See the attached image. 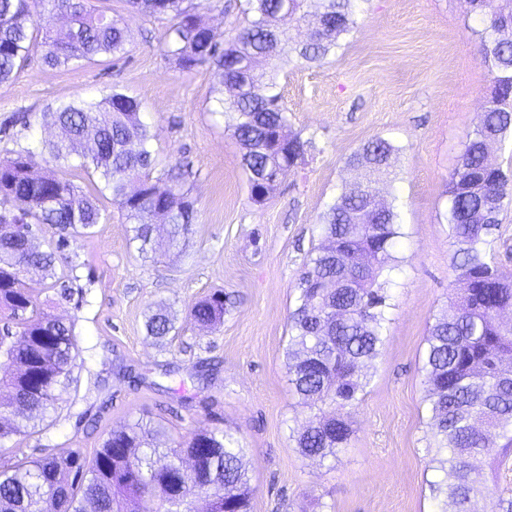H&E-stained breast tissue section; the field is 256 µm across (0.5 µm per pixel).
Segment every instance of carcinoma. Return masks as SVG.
<instances>
[{
    "instance_id": "1",
    "label": "carcinoma",
    "mask_w": 512,
    "mask_h": 512,
    "mask_svg": "<svg viewBox=\"0 0 512 512\" xmlns=\"http://www.w3.org/2000/svg\"><path fill=\"white\" fill-rule=\"evenodd\" d=\"M353 0H240L244 25L226 40L186 0H127L153 19H165L164 56L181 71H213L214 108L242 150L250 198L262 205L305 161L306 146L292 130L278 90L281 64L294 57L320 64L355 27ZM512 0H484L481 57L494 69L487 110L478 114L448 179L444 219L454 288L431 324L423 357L425 402L433 443L429 463L439 473L431 490L441 512H470L472 498H497L512 512L495 473L512 455V271L487 257L490 237L512 197V176L487 171L488 144L512 138V36L499 32ZM306 29L296 43L292 31ZM131 33L119 16L86 0H0V83L12 79L41 49L45 65L72 69L96 56L120 57ZM52 138L41 153L50 164L33 170L35 152L20 146L0 159V457L6 443L30 436L26 421L55 407L68 386L77 356L74 323L39 302L42 289L26 282L32 272L56 276L70 241L91 237L104 219L99 198L112 196L131 224L140 253L155 240L175 245L196 218L195 200L183 187L181 164L154 175L152 126L140 102L114 88L98 99L62 102L43 113ZM400 148L375 136L347 158L357 179L342 185L321 214L317 244L298 276L299 295L288 316L284 348L288 384L319 411L290 440L303 458H336L349 445L351 410L366 393L368 367L384 348L392 309L390 273L405 237L394 202ZM81 153L96 193L67 178L61 164ZM13 224L32 231L48 224L58 239L40 249L16 238ZM226 295L195 302L189 316L208 327L224 317ZM147 335L174 329L165 308L147 316ZM197 455V475L181 482L207 502L188 508L169 491L167 478ZM255 488L247 449L233 433L200 430L184 441L160 424L138 420L112 430L91 456L60 448L31 461L0 460V512H251Z\"/></svg>"
}]
</instances>
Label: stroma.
I'll return each instance as SVG.
<instances>
[{
    "mask_svg": "<svg viewBox=\"0 0 512 512\" xmlns=\"http://www.w3.org/2000/svg\"><path fill=\"white\" fill-rule=\"evenodd\" d=\"M125 18L131 42L119 58L97 56L70 70L32 57L0 83V158L34 148L52 131L41 115L59 103L100 98L117 88L135 97L161 159L187 166L197 216L179 248L139 254L111 199L96 234L73 242L57 274L72 300L44 290L40 300L74 320L78 356L72 381L37 432L11 441L17 458L56 448L93 453L113 428L162 422L175 438L229 430L249 450L253 512H440L430 493L437 474L422 359L433 317L448 297V226L439 214L462 143L493 90L479 54L482 25L465 0H354L356 25L323 65L291 62L278 82L306 163L263 205L250 199L240 148L210 112L213 72L172 67L160 51L168 26L126 0H89ZM382 135L401 149L393 193L407 236L396 255L387 340L371 365L367 393L352 413L348 448L335 459L304 460L291 429L313 418L288 385L283 348L296 282L318 218L355 174L346 158ZM221 291L224 319L198 326L189 306ZM175 317L168 336H148L150 311Z\"/></svg>",
    "mask_w": 512,
    "mask_h": 512,
    "instance_id": "35a3bbf8",
    "label": "stroma"
}]
</instances>
